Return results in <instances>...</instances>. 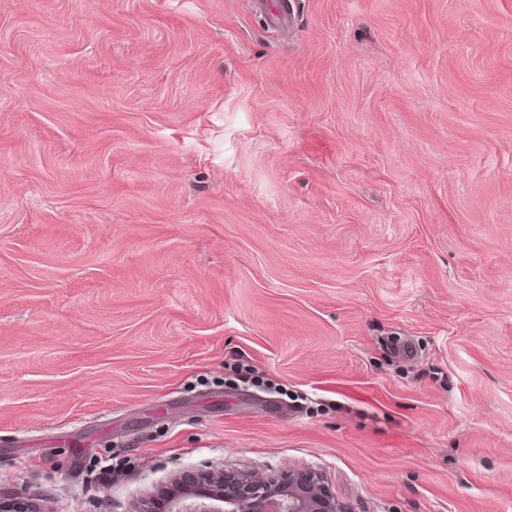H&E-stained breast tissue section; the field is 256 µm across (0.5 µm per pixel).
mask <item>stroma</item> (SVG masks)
I'll list each match as a JSON object with an SVG mask.
<instances>
[{
  "instance_id": "35a3bbf8",
  "label": "stroma",
  "mask_w": 512,
  "mask_h": 512,
  "mask_svg": "<svg viewBox=\"0 0 512 512\" xmlns=\"http://www.w3.org/2000/svg\"><path fill=\"white\" fill-rule=\"evenodd\" d=\"M296 2L0 0V497L512 512V0ZM261 16L267 23L288 28L293 15L294 2L291 0H258ZM138 512H348L313 472L269 479L250 473L177 481L163 504Z\"/></svg>"
}]
</instances>
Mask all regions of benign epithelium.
Returning a JSON list of instances; mask_svg holds the SVG:
<instances>
[{"mask_svg":"<svg viewBox=\"0 0 512 512\" xmlns=\"http://www.w3.org/2000/svg\"><path fill=\"white\" fill-rule=\"evenodd\" d=\"M142 512H347L313 472L269 479L250 473L177 481L165 500Z\"/></svg>","mask_w":512,"mask_h":512,"instance_id":"7a95c632","label":"benign epithelium"}]
</instances>
